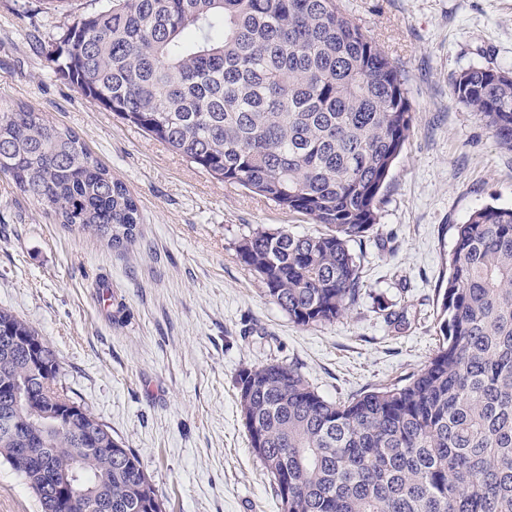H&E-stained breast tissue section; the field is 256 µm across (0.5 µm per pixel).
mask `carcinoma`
Returning <instances> with one entry per match:
<instances>
[{"label": "carcinoma", "mask_w": 512, "mask_h": 512, "mask_svg": "<svg viewBox=\"0 0 512 512\" xmlns=\"http://www.w3.org/2000/svg\"><path fill=\"white\" fill-rule=\"evenodd\" d=\"M54 74L213 178L322 226L256 230L237 246L270 300L298 326L332 324L361 294L362 243L414 122L405 82L341 0H105L61 28ZM452 92L512 151V72L473 65ZM0 174L70 231L116 249L140 214L80 136L31 108L0 111ZM439 338L403 384L324 399L294 366L242 368L240 414L281 512H512V207L486 205L451 226ZM0 460L39 448L72 485L69 512H165L138 456L58 386L39 333L0 308ZM112 452H106L107 448ZM39 512L46 476L14 467Z\"/></svg>", "instance_id": "1"}]
</instances>
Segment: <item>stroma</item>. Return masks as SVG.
<instances>
[{
  "label": "stroma",
  "instance_id": "1",
  "mask_svg": "<svg viewBox=\"0 0 512 512\" xmlns=\"http://www.w3.org/2000/svg\"><path fill=\"white\" fill-rule=\"evenodd\" d=\"M405 80L415 115L384 189L378 232L355 246L362 290L347 317L300 327L237 255L255 229L315 232L304 215L218 181L90 103L41 46L98 0H0V105L74 130L125 183L142 217L127 250L75 233L0 175V307L55 351L60 381L138 456L166 512H280L238 402L243 367L297 366L330 401L403 380L438 342L452 225L512 206V151L458 102L452 76L512 71V0H342ZM404 313L395 329L386 310ZM0 512H39L0 464Z\"/></svg>",
  "mask_w": 512,
  "mask_h": 512
}]
</instances>
